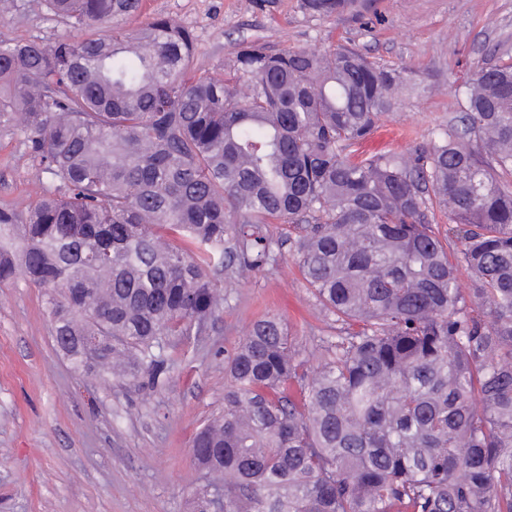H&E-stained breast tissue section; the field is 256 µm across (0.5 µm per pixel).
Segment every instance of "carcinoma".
Returning <instances> with one entry per match:
<instances>
[{
	"instance_id": "obj_1",
	"label": "carcinoma",
	"mask_w": 512,
	"mask_h": 512,
	"mask_svg": "<svg viewBox=\"0 0 512 512\" xmlns=\"http://www.w3.org/2000/svg\"><path fill=\"white\" fill-rule=\"evenodd\" d=\"M142 2L44 0L74 35L0 39V130L51 180L0 208V283L47 291L74 370L154 391L170 339L223 311L216 276L276 265L286 225L336 334L309 370L282 318L253 323L192 441L216 477L192 512L217 489L224 512H512V55L473 71L429 144L354 157L407 70L242 40L199 75L190 30L122 25Z\"/></svg>"
}]
</instances>
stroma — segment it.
Listing matches in <instances>:
<instances>
[{"label":"stroma","mask_w":512,"mask_h":512,"mask_svg":"<svg viewBox=\"0 0 512 512\" xmlns=\"http://www.w3.org/2000/svg\"><path fill=\"white\" fill-rule=\"evenodd\" d=\"M0 11V38L51 42L67 35L42 0ZM164 17L195 36L197 73L222 75L233 45L326 50L345 42L412 70L413 92L383 119L371 147L404 151L445 131L455 88L493 53L512 55V0H378L376 14L312 18L297 0H145L136 28ZM50 178L22 136L0 132V208L27 209ZM223 313L206 332L175 341L171 380L151 391L121 380L99 387L56 350L47 295L26 280L0 286V512H189L205 485L191 444L224 407V361L252 323L275 314L310 365L332 322L285 245L277 265L220 277Z\"/></svg>","instance_id":"1"}]
</instances>
